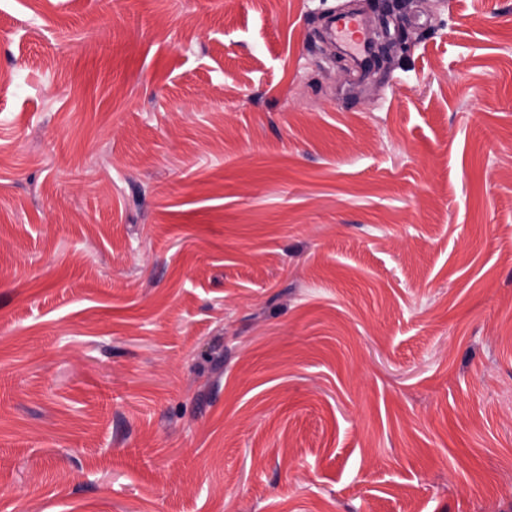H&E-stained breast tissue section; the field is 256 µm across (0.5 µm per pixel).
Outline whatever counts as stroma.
Listing matches in <instances>:
<instances>
[{
	"mask_svg": "<svg viewBox=\"0 0 512 512\" xmlns=\"http://www.w3.org/2000/svg\"><path fill=\"white\" fill-rule=\"evenodd\" d=\"M0 0V512H512V0ZM390 22L394 23V33H391ZM377 36L380 39V53L378 60L386 58L390 47L396 42L404 40V32L400 26V18L394 15L389 9H383L379 18V25L376 28Z\"/></svg>",
	"mask_w": 512,
	"mask_h": 512,
	"instance_id": "stroma-1",
	"label": "stroma"
}]
</instances>
